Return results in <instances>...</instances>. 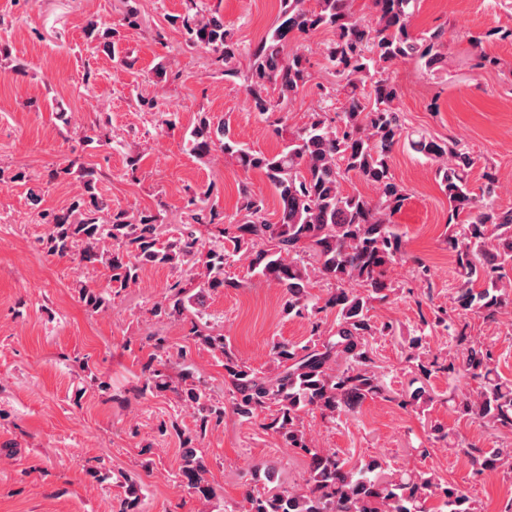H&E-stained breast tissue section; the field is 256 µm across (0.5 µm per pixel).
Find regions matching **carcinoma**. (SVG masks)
Returning a JSON list of instances; mask_svg holds the SVG:
<instances>
[{"mask_svg": "<svg viewBox=\"0 0 512 512\" xmlns=\"http://www.w3.org/2000/svg\"><path fill=\"white\" fill-rule=\"evenodd\" d=\"M184 2V13L172 22L179 24L185 45L213 53L224 80L242 81L249 109L265 118L283 141L275 153L255 150L226 122L215 123L202 112L189 132V151L199 159L219 151L241 170L263 174L277 200V220L267 219L266 198L243 185L234 217L224 219L217 204L209 202L207 190L191 196L185 220L165 231L159 211L132 216L112 207L98 191V171L81 166V193L68 208L41 214L47 224L39 240L42 249L58 258L75 255L85 268H105L117 290L137 284L149 266L187 267L189 278L171 284L152 306V315L160 322L192 318L195 342L224 358L234 413L246 421L263 417L265 430L307 459L306 490L256 486L247 492L241 512H476L470 495L457 485L438 482L426 472L387 481L386 457L352 464L334 450L313 447L303 426L306 413L318 411L334 421L386 392L375 369L371 339L393 334L396 328L391 323L377 326L371 311L373 302L389 298V269L405 255L402 235L392 224L407 200L390 165L401 141L409 140L417 153L436 162L435 179L448 198L450 232L445 243L457 273L454 310L494 321L512 308V208L495 202L498 169L483 167V184L475 193L469 187L474 165L470 153L456 142L425 135L409 138L395 104L399 88L389 68L409 60L427 72L438 71L446 48L444 29L412 30L420 0H370L373 26L355 15L353 0H280L276 24L244 49L224 21L206 10L204 0ZM316 30L332 35L323 59L336 82L315 83L323 107L303 127L290 131L284 111L312 81V73L304 51L289 44ZM86 35L92 42L107 40L113 58L134 68L135 58L118 50L119 32L107 22H90ZM485 38L512 42V26L471 39L476 51L470 65L478 71L501 66L499 57L483 50ZM339 98L340 111L330 113L326 103ZM350 174L376 187L377 199L358 190L344 191L342 182ZM239 253L248 260L251 276L281 288L283 313H336L334 330H321V321L315 320L305 343L274 342L273 372L238 361L224 334L209 325L211 294L242 287L225 271L228 259ZM317 287L325 289V298L312 293ZM79 298L97 312L110 305L112 294L82 284ZM428 327L443 328L456 343L448 362H420ZM467 328L447 311H435L433 320L421 319L420 327L409 333L411 359L425 378L447 372L477 381L473 394L458 402L457 412L512 431V382L495 374L491 348L471 340ZM187 359L183 350L179 360H172L165 338H156L141 363L139 392L170 391L195 409L194 431H176L182 448L179 477L209 496L213 488L205 480L202 443L210 427L224 421V401L211 395ZM467 455L479 474L512 461V452L502 448H473Z\"/></svg>", "mask_w": 512, "mask_h": 512, "instance_id": "obj_1", "label": "carcinoma"}]
</instances>
